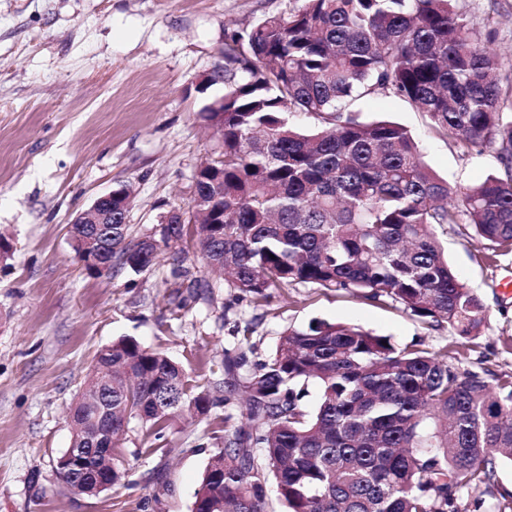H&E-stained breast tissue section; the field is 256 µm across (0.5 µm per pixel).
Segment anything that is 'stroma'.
Masks as SVG:
<instances>
[{
	"label": "stroma",
	"instance_id": "35a3bbf8",
	"mask_svg": "<svg viewBox=\"0 0 512 512\" xmlns=\"http://www.w3.org/2000/svg\"><path fill=\"white\" fill-rule=\"evenodd\" d=\"M288 0H0V512H191L224 410L177 418L163 439L131 420L118 482L81 495L59 477L69 413L99 349L129 336L180 363L195 384L213 358L237 356L239 324L254 326L250 362L267 360L281 333L320 319L389 337L397 347L448 348L463 371L493 380L512 373V256L489 265L461 225L438 228L448 261L482 299L479 336L431 328L401 307L300 284L260 306L210 273L190 241L179 245L196 295L172 275V250L149 271L92 276L69 226L112 189L134 193L128 222L150 234L170 210L189 209L193 175L217 157L204 107L223 84L200 87L224 63L227 32L283 11ZM489 25L491 50L512 55V0H459ZM363 121L387 118L414 134L422 159L452 186L495 173L493 148H458L433 135L424 113L381 95L358 106Z\"/></svg>",
	"mask_w": 512,
	"mask_h": 512
}]
</instances>
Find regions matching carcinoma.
I'll return each instance as SVG.
<instances>
[{"label":"carcinoma","mask_w":512,"mask_h":512,"mask_svg":"<svg viewBox=\"0 0 512 512\" xmlns=\"http://www.w3.org/2000/svg\"><path fill=\"white\" fill-rule=\"evenodd\" d=\"M233 31L224 95L203 109L224 117L221 157L206 164L202 209L175 215L143 245L113 209L112 271L150 270L196 228L207 268L270 302L272 288L311 284L393 303L429 327L479 335L481 298L448 264L436 229L465 224L492 262L512 254V68L488 50L457 0H293ZM403 98L431 131L460 147L495 149L500 173L448 186L421 161L403 125L354 115L357 102ZM313 114L317 129L290 121ZM112 367V435L139 420L157 438L184 408L224 413L192 512H266L274 483L288 512H466L465 496L512 461V374L495 383L448 363V348H398L345 323L289 328L244 384L197 392L181 366L122 337L100 350L83 392ZM315 383L314 408L304 399ZM263 449L258 457L254 449Z\"/></svg>","instance_id":"obj_1"}]
</instances>
